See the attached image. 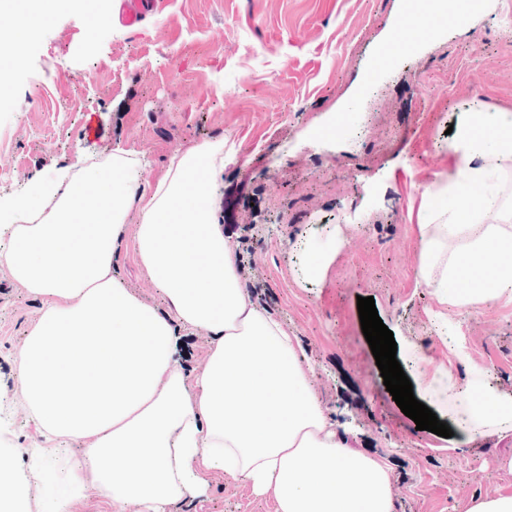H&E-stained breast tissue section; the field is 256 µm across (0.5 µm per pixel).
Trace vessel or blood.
I'll return each instance as SVG.
<instances>
[{"mask_svg": "<svg viewBox=\"0 0 512 512\" xmlns=\"http://www.w3.org/2000/svg\"><path fill=\"white\" fill-rule=\"evenodd\" d=\"M476 6V0H410L406 16L399 22L393 39L384 44L377 54L372 74H379L396 57L399 50H408L432 35L431 17L444 13L448 25L465 22ZM157 8V0H121L118 19L123 26L139 24Z\"/></svg>", "mask_w": 512, "mask_h": 512, "instance_id": "obj_1", "label": "vessel or blood"}]
</instances>
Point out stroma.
<instances>
[{"label":"stroma","mask_w":512,"mask_h":512,"mask_svg":"<svg viewBox=\"0 0 512 512\" xmlns=\"http://www.w3.org/2000/svg\"><path fill=\"white\" fill-rule=\"evenodd\" d=\"M404 0H158L136 27L89 26L68 0L33 29L25 63L0 99V199L67 169L133 152L144 186L170 159L223 141L217 213L254 300L295 330L315 368L314 386L339 428L356 422V449L388 454L394 512H464L472 498L512 491V436L449 438L417 429L388 392L361 329L357 300L373 297L395 337L422 357L413 393L440 421L442 397L416 383L440 368L464 384L429 319L437 303L418 284L417 225L423 192L450 167L449 126L512 111V0L442 28L388 70L369 77ZM343 137L313 139L346 107ZM340 226L344 246L313 283L298 279L290 242ZM112 273L140 300L167 313L168 300L132 248ZM449 335L512 392V303L448 307ZM39 301L0 267V459L27 468L41 435L30 421L16 370ZM205 495L167 512H275L272 496L208 477Z\"/></svg>","instance_id":"1"}]
</instances>
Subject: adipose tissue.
I'll list each match as a JSON object with an SVG mask.
<instances>
[{
	"instance_id": "obj_1",
	"label": "adipose tissue",
	"mask_w": 512,
	"mask_h": 512,
	"mask_svg": "<svg viewBox=\"0 0 512 512\" xmlns=\"http://www.w3.org/2000/svg\"><path fill=\"white\" fill-rule=\"evenodd\" d=\"M28 34L21 24L0 33V96ZM450 149L448 174L424 192L416 279L442 305L512 302V113L462 123ZM223 172V142H204L174 156L147 191L118 147L11 196L0 266L42 302L17 369L30 419L51 445L27 449V473L0 466V512H17L70 443L82 457L49 485L48 512H68L89 480L115 512L132 501L166 512L172 500L204 495L216 470L272 494L276 512H394L387 455L338 435L297 334L242 287L217 220ZM129 244L164 289L167 315L113 278ZM185 331L211 338L191 376L176 358ZM448 348L467 367L465 387L446 369L437 385L458 424L474 435L512 432V394L471 364L463 342Z\"/></svg>"
}]
</instances>
